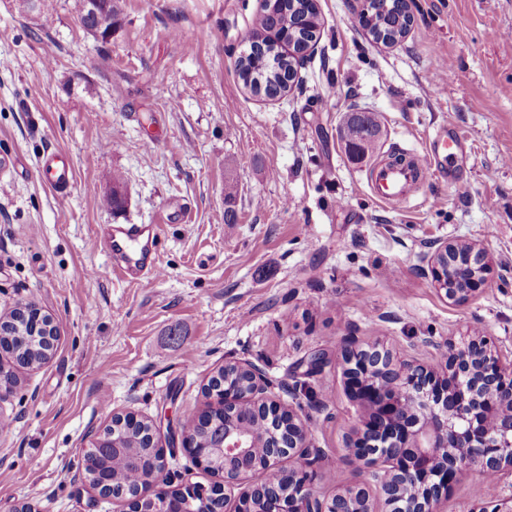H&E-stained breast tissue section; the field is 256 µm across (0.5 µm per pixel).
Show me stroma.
<instances>
[{"label":"stroma","instance_id":"obj_1","mask_svg":"<svg viewBox=\"0 0 512 512\" xmlns=\"http://www.w3.org/2000/svg\"><path fill=\"white\" fill-rule=\"evenodd\" d=\"M70 4L33 18L0 0V315L33 303L58 327L52 358L20 370L0 403V512H128L113 496L87 507L90 432L127 413L186 429L207 408L203 386L239 360L308 421L314 487L329 497L355 479L362 420L337 360L344 337L432 365L435 343L469 329L512 351V0H409L413 25L391 48L350 0H317V51L275 99L236 67L260 0H121L107 42ZM355 111L380 113L381 152L423 150L449 123L464 155L394 209L368 188L369 158L344 150ZM53 151L72 163L64 199L39 179ZM116 172L117 214L101 203ZM102 224L158 225L151 286L113 272ZM446 238L493 259L463 305L421 270ZM317 351L328 362L307 374ZM165 476L218 481L182 450Z\"/></svg>","mask_w":512,"mask_h":512}]
</instances>
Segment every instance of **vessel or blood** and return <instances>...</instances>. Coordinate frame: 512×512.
<instances>
[{"label": "vessel or blood", "instance_id": "b4317fda", "mask_svg": "<svg viewBox=\"0 0 512 512\" xmlns=\"http://www.w3.org/2000/svg\"><path fill=\"white\" fill-rule=\"evenodd\" d=\"M461 151V139L446 128L438 129L428 140L423 151L405 157L404 164L392 163L388 157L372 161L367 169V182L373 196L394 207L406 206L413 185L435 176L440 161H455ZM41 182L59 196H66L72 185L71 166L59 153L46 155L40 163ZM102 236L115 262L117 271L128 280H139L142 272L158 276L154 265L156 235L145 234L142 228H106Z\"/></svg>", "mask_w": 512, "mask_h": 512}]
</instances>
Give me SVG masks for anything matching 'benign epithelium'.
<instances>
[{
	"mask_svg": "<svg viewBox=\"0 0 512 512\" xmlns=\"http://www.w3.org/2000/svg\"><path fill=\"white\" fill-rule=\"evenodd\" d=\"M437 290L454 303H465L485 283L492 258L477 244L440 240L422 257ZM438 368L404 359L379 342L344 337L341 360L346 387L365 411L362 427L350 444L351 459L369 466L374 478L361 479L325 498L314 489L312 436L292 409L280 405L270 383L256 366L236 362L247 372L250 390L240 393L218 382L209 393V410L224 411V489L231 490L248 474L254 445L237 421L249 412L267 425V448L261 471L266 479L242 494L239 505L211 507L221 496H190L205 506L201 512H438L442 495L467 471L495 482V489L477 495L472 512H512V494L500 492L504 473H512V359H503L492 342L471 332L458 342L435 344ZM18 387L15 371L0 364V402ZM182 447L206 468L215 466V452L182 433L171 435V447ZM288 468H283V460ZM168 480L155 473L139 496L128 500L129 512H143L144 501L165 504Z\"/></svg>",
	"mask_w": 512,
	"mask_h": 512,
	"instance_id": "7a95c632",
	"label": "benign epithelium"
}]
</instances>
